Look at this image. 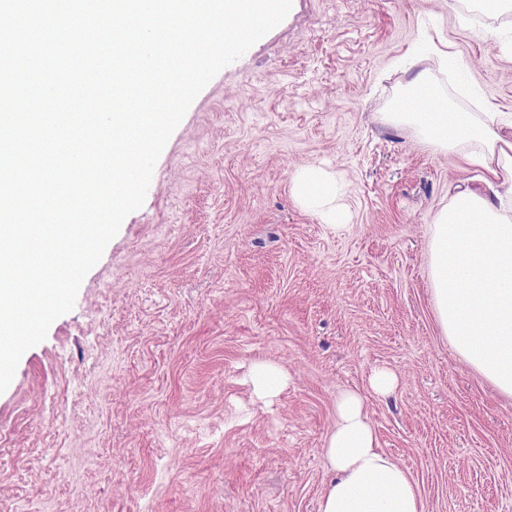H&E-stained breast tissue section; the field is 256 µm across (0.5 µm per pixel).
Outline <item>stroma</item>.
Returning a JSON list of instances; mask_svg holds the SVG:
<instances>
[{"label": "stroma", "instance_id": "stroma-1", "mask_svg": "<svg viewBox=\"0 0 512 512\" xmlns=\"http://www.w3.org/2000/svg\"><path fill=\"white\" fill-rule=\"evenodd\" d=\"M420 75L512 113V14L292 0L206 84L0 392V512H319L336 396L378 367L400 383L370 419L425 512H512V399L444 337L430 279L437 214L486 173L383 118ZM307 165L346 184V229L294 200ZM259 361L288 377L268 404Z\"/></svg>", "mask_w": 512, "mask_h": 512}]
</instances>
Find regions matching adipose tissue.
Masks as SVG:
<instances>
[{
    "mask_svg": "<svg viewBox=\"0 0 512 512\" xmlns=\"http://www.w3.org/2000/svg\"><path fill=\"white\" fill-rule=\"evenodd\" d=\"M389 120L410 125L441 149L468 148L470 164L489 172L512 198V119L498 112H460L430 98L426 109L406 101ZM292 193L305 210L344 229V187L335 172L307 166ZM433 305L437 322L462 360L512 399V213L480 191L460 190L431 227ZM366 394L340 393L336 425L323 448L333 476L320 512H425L408 471L379 447Z\"/></svg>",
    "mask_w": 512,
    "mask_h": 512,
    "instance_id": "adipose-tissue-1",
    "label": "adipose tissue"
}]
</instances>
